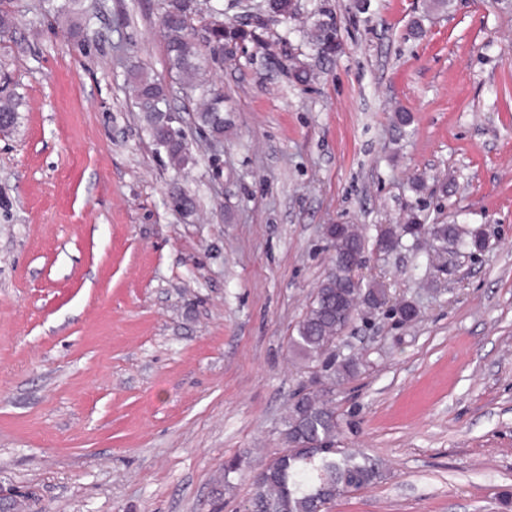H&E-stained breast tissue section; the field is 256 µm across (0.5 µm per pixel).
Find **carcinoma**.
<instances>
[{
  "instance_id": "carcinoma-1",
  "label": "carcinoma",
  "mask_w": 512,
  "mask_h": 512,
  "mask_svg": "<svg viewBox=\"0 0 512 512\" xmlns=\"http://www.w3.org/2000/svg\"><path fill=\"white\" fill-rule=\"evenodd\" d=\"M43 8L71 19L69 31L73 36L83 34L81 0H43ZM195 14L196 0H167L163 22L167 57L171 70L189 89L203 88L200 77L210 68L213 56L224 50V43H260L267 27L265 17L274 15L291 20L294 4L293 0H264L245 28L224 23L222 13L213 14L205 27L207 36L203 45L192 36ZM308 39L318 60L334 61L339 52L337 17L328 9L320 10L309 29ZM288 70L299 85L311 80L308 64L295 57L288 59ZM127 81L157 149L164 152L173 169H184L193 158L181 129L176 126L174 113L167 107L166 89L141 66L129 70ZM17 119L14 96L0 95V132L11 131ZM196 121L212 137H224V129L229 127V120L224 117V96L215 94L207 98L196 113ZM169 198L175 207L187 213L194 210V200L176 183L170 188ZM326 234L334 241L331 269L316 289L296 334L289 337V348L304 362L322 365L334 384L354 377L360 368L359 359L353 355L336 360L333 348L352 320V313L362 305L361 291H366L378 307L385 306L389 298L387 290L378 283H368L360 291L352 282L351 264L365 252L363 232L353 224H330ZM383 234L386 251L397 248L417 251L425 235L434 242L451 240L470 254L486 247L485 229L480 225L422 224L413 214L407 215L405 223L395 224ZM330 393L329 389L298 392L284 418L281 430L284 448L255 466L244 454L225 460L222 486L231 487L233 476L247 467L256 483L253 512H328L336 497L378 482L383 475L380 460L336 447L340 424Z\"/></svg>"
}]
</instances>
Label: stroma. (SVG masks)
<instances>
[{"label": "stroma", "mask_w": 512, "mask_h": 512, "mask_svg": "<svg viewBox=\"0 0 512 512\" xmlns=\"http://www.w3.org/2000/svg\"><path fill=\"white\" fill-rule=\"evenodd\" d=\"M164 4L83 0L74 37L40 0H0L19 102L0 134V494L24 512H248L250 471L224 490L220 470L271 457L295 393L327 386L288 338L331 269L326 225L357 224L362 280L419 316H355L336 344L363 357L332 394L337 445L385 468L329 512H512V6L296 0L212 64L232 121L215 141L168 65ZM321 6L340 26L328 66L304 38ZM138 64L170 92L185 170L144 130ZM412 212L483 226L485 250L441 273L377 251Z\"/></svg>", "instance_id": "1"}]
</instances>
